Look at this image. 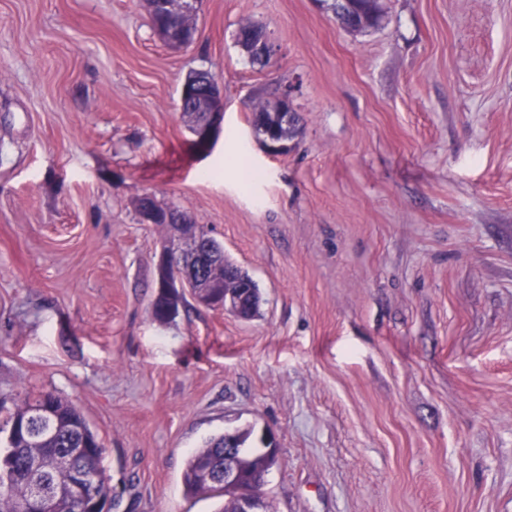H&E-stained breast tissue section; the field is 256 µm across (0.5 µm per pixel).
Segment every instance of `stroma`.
Masks as SVG:
<instances>
[{
    "instance_id": "35a3bbf8",
    "label": "stroma",
    "mask_w": 512,
    "mask_h": 512,
    "mask_svg": "<svg viewBox=\"0 0 512 512\" xmlns=\"http://www.w3.org/2000/svg\"><path fill=\"white\" fill-rule=\"evenodd\" d=\"M379 3L355 32L327 0H201L172 49L143 0H0V410L71 400L111 512H215L182 472L246 426L278 443L272 512H512V0ZM197 70L224 100L205 148L176 104ZM288 88L271 156L252 106ZM147 194L211 229L259 317L154 319ZM238 39L249 46V52L251 55L259 56L264 60H269L276 52L265 32L263 34L260 32H254L246 38L241 35L240 38L238 36Z\"/></svg>"
}]
</instances>
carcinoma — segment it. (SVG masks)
<instances>
[{
	"label": "carcinoma",
	"mask_w": 512,
	"mask_h": 512,
	"mask_svg": "<svg viewBox=\"0 0 512 512\" xmlns=\"http://www.w3.org/2000/svg\"><path fill=\"white\" fill-rule=\"evenodd\" d=\"M254 128L258 138L274 133L282 142H288L297 134L296 120L283 124L277 112L259 109L255 113ZM201 234L216 255L208 268L195 277L192 296L206 293L207 297H224L235 293L237 282H253L249 274H240L226 255L224 247L206 227ZM51 414H42L44 408ZM6 433L4 448L0 449V512H26L28 504L29 463L38 458L44 468L43 477L54 492L67 494L71 479L70 470L54 464L56 454L70 448H85L87 452L74 459V466L86 470L95 478L96 495L112 501L111 488L102 469L103 448L95 447L97 434L89 427L83 414L68 400L51 392H42L16 405L15 410L0 423V433ZM236 447L241 454V465L248 472L267 470L277 458L263 454L262 449H248L254 430L251 427L233 430ZM224 461V434L209 438L202 447L188 458L182 474L184 492L190 496L218 499L217 512H234L232 494L210 482L209 471Z\"/></svg>",
	"instance_id": "cac0c4a2"
}]
</instances>
